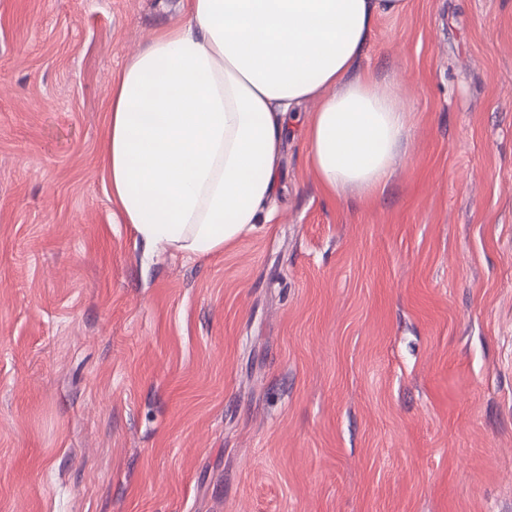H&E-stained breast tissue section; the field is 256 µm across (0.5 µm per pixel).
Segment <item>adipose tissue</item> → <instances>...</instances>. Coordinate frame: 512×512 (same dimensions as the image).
I'll use <instances>...</instances> for the list:
<instances>
[{
  "label": "adipose tissue",
  "instance_id": "obj_1",
  "mask_svg": "<svg viewBox=\"0 0 512 512\" xmlns=\"http://www.w3.org/2000/svg\"><path fill=\"white\" fill-rule=\"evenodd\" d=\"M406 0H184L112 80L104 169L144 251H223L270 221L289 114L315 102L308 165L327 197L383 193L408 137L365 67Z\"/></svg>",
  "mask_w": 512,
  "mask_h": 512
}]
</instances>
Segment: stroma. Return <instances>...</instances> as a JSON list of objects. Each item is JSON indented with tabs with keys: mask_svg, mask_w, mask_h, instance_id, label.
<instances>
[{
	"mask_svg": "<svg viewBox=\"0 0 512 512\" xmlns=\"http://www.w3.org/2000/svg\"><path fill=\"white\" fill-rule=\"evenodd\" d=\"M180 0H0V512H512V0H407L364 63L411 117L329 199L136 245L111 78Z\"/></svg>",
	"mask_w": 512,
	"mask_h": 512,
	"instance_id": "obj_1",
	"label": "stroma"
}]
</instances>
